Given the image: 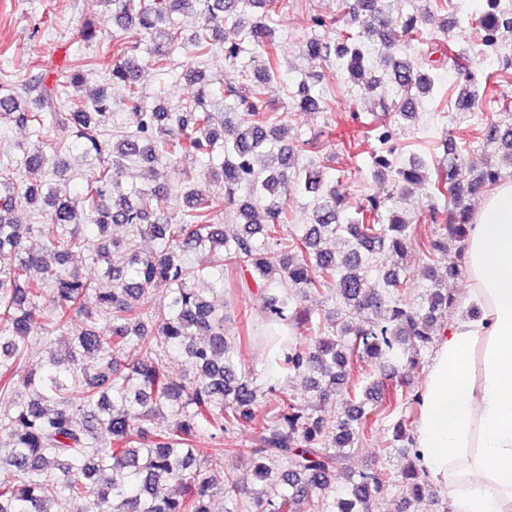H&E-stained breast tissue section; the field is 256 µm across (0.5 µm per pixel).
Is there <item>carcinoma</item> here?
Segmentation results:
<instances>
[{
    "label": "carcinoma",
    "mask_w": 512,
    "mask_h": 512,
    "mask_svg": "<svg viewBox=\"0 0 512 512\" xmlns=\"http://www.w3.org/2000/svg\"><path fill=\"white\" fill-rule=\"evenodd\" d=\"M106 9L101 21L123 35L101 45L112 56L109 81L127 91L133 122L112 139V103L101 87L86 100L68 95L67 88L85 81L95 61L77 55L69 64L52 67L34 63L22 93L0 83V125L29 130L35 144L20 146V167L26 179L17 186L0 179V253L9 249L15 264L0 271V393L17 388L27 397L14 411L0 416V433L10 440L11 452L0 458V512H57L55 497L82 503L92 497L106 512H212L221 495L237 512V492L246 475L228 473L217 486L197 463L194 442L201 429L214 439L252 430L246 452L254 460V476L275 489L272 496L253 498L250 512H371L382 485L375 474L361 473L351 487L331 495L336 468L376 427L369 404L380 412H398L403 397L382 382L359 388L350 383L349 369L393 355L412 367L429 348L440 321L456 305L448 292V278L460 266L444 270L433 263L437 253L454 246L464 254L475 209L471 196L502 179L501 169L489 161L466 167L450 154L429 166L420 157L403 159L386 125L372 128L379 148L372 164L392 175L391 204L365 196L347 213L341 181L327 180L315 162L302 164L288 143L289 127L279 112L263 100L260 86L280 72L279 43L268 18L279 0H98ZM198 12L218 15L238 29L241 39L228 42L203 23L183 41L173 15ZM431 12L411 14L395 28L379 0H355L351 18L361 23L354 33L348 24L316 15L312 25L337 33L314 36L302 52L311 62L336 58L356 82L372 89L378 79L366 69L367 43H394L424 38L423 24ZM483 32L481 52L504 57L503 40L512 32V17L501 0H486L478 21ZM149 38L150 64L162 75L173 72L171 56L188 45L198 62L224 45V69L233 76L215 87L204 71L188 67L182 78L194 86L180 105L169 104L157 91L147 105L139 89L141 42L126 34ZM388 79L406 93L394 115L402 121L416 116L412 92L432 90L430 69L409 58H385ZM297 92L301 112L325 114L330 100L308 80ZM475 95L461 89L454 101L458 112H471ZM66 126L71 143H48L50 130ZM486 145H498L512 166V128L495 122L482 128ZM80 162L84 190L77 199L66 189L70 161ZM208 163L210 178L222 189L224 208L234 212L230 224L218 223L215 195L190 183L191 170ZM183 174L185 208L170 201L178 189L167 165ZM157 169L150 183L136 182L138 168ZM432 180L433 230L421 241V276L429 293L417 305L394 296L403 286L408 266L403 263L412 246L407 205L413 189ZM311 197V212L302 233L288 231L292 215L282 188ZM96 227L95 237L83 226ZM111 227L124 229L126 238L109 237ZM342 238L344 251L326 247ZM225 253L231 276L219 274L214 284L236 288L234 276L247 275L264 291L261 320L279 333L261 342L264 368L304 374V388L314 397L310 409L274 385L260 391L255 372L242 364L240 354L224 336V312L209 303L197 288L207 259ZM392 254L400 263L384 271L379 289L368 287V261ZM80 255L90 265H106L112 288L93 286L69 260ZM168 285V302L149 304L148 287ZM334 293L346 307L344 317L326 325L313 316L307 300ZM50 309L46 326L70 336L63 355L33 342L30 324ZM105 317L110 333L100 334L95 316ZM144 353L132 366L122 364L126 350ZM185 355L190 373L174 377L163 354ZM101 355L105 364L92 371L84 358ZM41 358L40 366L15 380L16 365ZM339 397L345 418L331 424L317 415L321 403ZM275 421L260 422L254 409L260 403ZM169 409L172 421L148 428L144 422L159 409ZM409 418L399 415L393 441L409 448ZM288 468L278 467L280 462ZM415 498L432 488L429 477L415 465L399 474ZM174 491L157 494L158 487Z\"/></svg>",
    "instance_id": "carcinoma-1"
}]
</instances>
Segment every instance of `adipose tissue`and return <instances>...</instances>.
Segmentation results:
<instances>
[{
	"mask_svg": "<svg viewBox=\"0 0 512 512\" xmlns=\"http://www.w3.org/2000/svg\"><path fill=\"white\" fill-rule=\"evenodd\" d=\"M467 302L444 328L420 390L419 467L453 512H512V182L483 199L466 243Z\"/></svg>",
	"mask_w": 512,
	"mask_h": 512,
	"instance_id": "obj_1",
	"label": "adipose tissue"
}]
</instances>
